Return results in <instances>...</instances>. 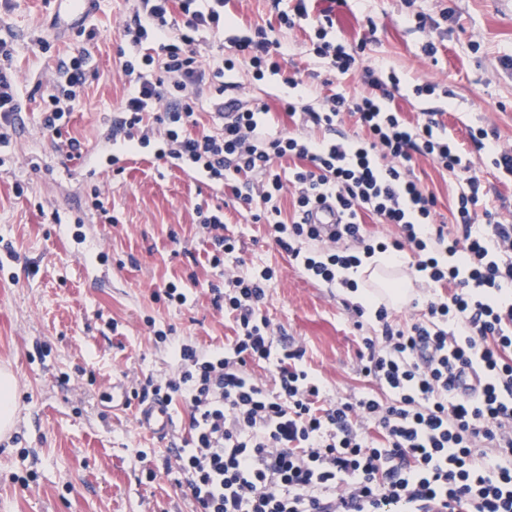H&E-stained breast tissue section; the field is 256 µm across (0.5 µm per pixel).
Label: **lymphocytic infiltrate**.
I'll use <instances>...</instances> for the list:
<instances>
[{"label":"lymphocytic infiltrate","instance_id":"f902f5d3","mask_svg":"<svg viewBox=\"0 0 512 512\" xmlns=\"http://www.w3.org/2000/svg\"><path fill=\"white\" fill-rule=\"evenodd\" d=\"M225 0H131L120 37L130 53L122 71L130 89L112 121V134L149 143L160 137L164 157L206 173L255 208L269 236L310 279L357 292L351 276L364 260L387 254L392 264L413 257L426 287L437 294L416 319L400 323L376 304L353 305L354 327L364 335L358 352L362 375L376 392L356 399L327 395L302 363L304 351L278 344L262 311L274 278L271 268L228 271L236 251L220 211L198 216L209 234L208 261L225 268L212 287L216 308L232 315L236 334L201 350L172 347L177 366L146 378L143 399L181 403L186 435L171 453L179 483L196 512H428L452 500L459 512H512V224L488 208L481 178L473 173L446 127L433 115L406 122L392 103L401 80L384 68L364 67V94L336 93L314 104L286 103L288 116L309 123L306 134L272 130L266 102L244 104L238 85L224 81L236 61L255 77L283 75L284 51L271 27L232 38L235 59L200 62L197 35H223L235 20ZM288 28L314 32L313 53L331 70L358 67L356 51L330 37L331 12L316 0H295L279 11ZM58 65V80L39 115L68 158L82 143L64 137L84 84L89 42ZM13 47L0 39V143L16 131L21 110L8 69ZM285 84L299 80L283 75ZM214 89V127H200L199 99ZM355 118L359 130L336 140L338 124ZM431 158L452 176V225L434 221V197L413 179L415 156ZM301 159L288 177L273 162ZM295 188L293 211L282 215L285 184ZM333 202L343 222L332 233L309 223L318 203ZM370 214L394 225L384 242L362 220ZM268 365L267 379L250 365Z\"/></svg>","mask_w":512,"mask_h":512}]
</instances>
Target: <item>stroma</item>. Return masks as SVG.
<instances>
[{"label":"stroma","instance_id":"obj_1","mask_svg":"<svg viewBox=\"0 0 512 512\" xmlns=\"http://www.w3.org/2000/svg\"><path fill=\"white\" fill-rule=\"evenodd\" d=\"M286 0H228L225 10L239 33L276 23ZM126 0H95L89 18L98 36L74 103L68 130L84 146L70 159L39 127L49 92L48 75L79 44L77 30L52 24V0H0V38L14 48L11 71L21 104L19 125L0 145V367L16 379L18 422L0 440V512H193L186 488L176 484L164 456L187 425L175 406L176 429L160 439L134 424V408L113 409V384L133 393L146 377H160L175 363L171 346L188 342L209 349L234 336L231 316L211 303L210 286L223 285L222 270L209 266L197 208L220 210L228 233L239 242L237 269L268 266L275 277L262 306L279 336L305 350V363L332 396L354 397L370 385L357 368L359 339L347 304L360 296L332 291L310 280L253 222L230 191L186 167L160 159V141L136 148L110 141L109 126L129 88L120 75L119 31ZM433 18L419 28L416 15ZM333 32L349 44L363 43L364 64L385 65L401 79L394 105L407 121L422 111L441 122L485 182L487 203L512 220V180L501 177L472 129H495L512 145V0H350L333 7ZM50 47L41 50L38 40ZM287 45L283 68L311 75L315 100L360 93V72L323 80L325 67L313 53L311 33L278 31ZM440 47L425 60L427 40ZM227 80L240 83L246 99L267 101L280 115L287 95L278 77L254 79L236 62ZM439 83L441 92L416 97L414 84ZM124 152L122 166L103 155L104 144ZM414 174L436 197L437 218L451 224L453 184L430 159L418 158ZM99 189L104 210L92 205ZM93 225L83 250L69 245L76 222ZM98 258L108 278L88 275ZM187 291L177 305L160 294L167 283ZM167 332L158 342L154 329Z\"/></svg>","mask_w":512,"mask_h":512}]
</instances>
